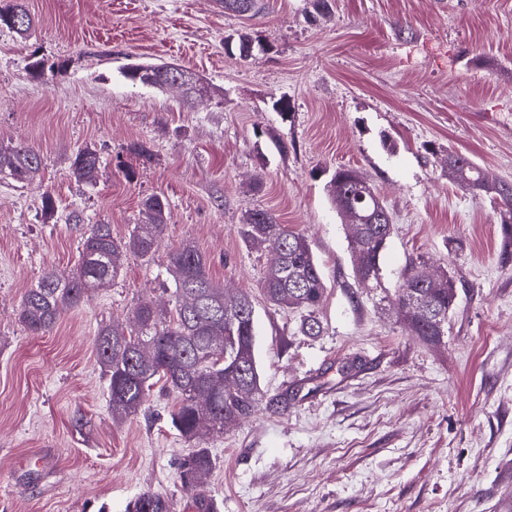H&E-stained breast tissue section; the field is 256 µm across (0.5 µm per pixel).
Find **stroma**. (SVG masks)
I'll use <instances>...</instances> for the list:
<instances>
[{"mask_svg": "<svg viewBox=\"0 0 512 512\" xmlns=\"http://www.w3.org/2000/svg\"><path fill=\"white\" fill-rule=\"evenodd\" d=\"M23 2L28 36L0 26V145L32 146L42 167L0 181V512H126L145 491L190 512L173 396L113 421L94 349L140 301L173 310L165 267L185 242L255 306L265 401L209 444L219 512H512V262L494 204L448 180L452 151L512 179V0H270L251 18L210 0ZM239 30L260 45L250 58L224 44ZM160 62L206 94L122 74ZM85 147L102 158L91 185L71 170ZM339 166L365 173L393 217L375 283L356 278L329 196ZM150 196L170 212L153 260L128 256L112 287L30 335L22 296L78 261L71 212L124 239ZM254 209L309 240L319 335L265 301L271 255L239 232ZM413 266L457 282L444 342L401 318Z\"/></svg>", "mask_w": 512, "mask_h": 512, "instance_id": "obj_1", "label": "stroma"}]
</instances>
